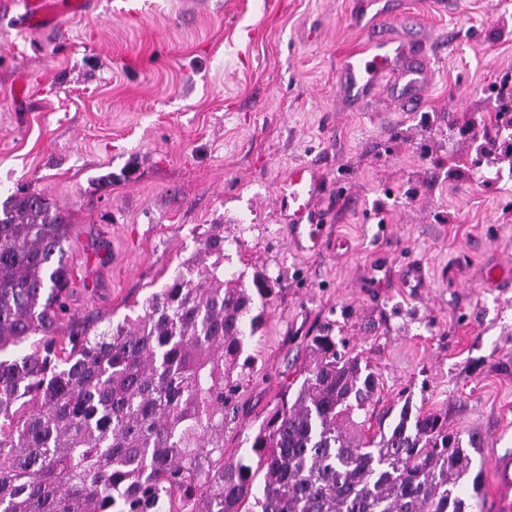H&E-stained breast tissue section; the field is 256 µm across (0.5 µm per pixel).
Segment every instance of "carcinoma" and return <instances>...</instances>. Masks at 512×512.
Masks as SVG:
<instances>
[{"label": "carcinoma", "instance_id": "cac0c4a2", "mask_svg": "<svg viewBox=\"0 0 512 512\" xmlns=\"http://www.w3.org/2000/svg\"><path fill=\"white\" fill-rule=\"evenodd\" d=\"M69 224L43 191L0 208V512H469L474 433L404 404L374 419L379 376L324 329L293 395L224 463L236 369L273 283L224 273L221 231L145 302L70 349L54 333ZM30 343L24 348V343Z\"/></svg>", "mask_w": 512, "mask_h": 512}]
</instances>
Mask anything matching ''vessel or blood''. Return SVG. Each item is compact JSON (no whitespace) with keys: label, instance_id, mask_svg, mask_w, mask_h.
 <instances>
[{"label":"vessel or blood","instance_id":"obj_1","mask_svg":"<svg viewBox=\"0 0 512 512\" xmlns=\"http://www.w3.org/2000/svg\"><path fill=\"white\" fill-rule=\"evenodd\" d=\"M87 0H16L20 10V25L31 32H43L58 26L61 17L81 14ZM427 60L411 55L404 41L381 40L367 50L345 57L342 64V89L350 98H361L373 92L379 80L399 73L403 82L401 95L407 110H415L425 86ZM317 190L306 169L292 170L285 183L284 196L288 201V240L299 253L320 250L323 224L312 199ZM501 490L502 512H512V460L505 458L497 464Z\"/></svg>","mask_w":512,"mask_h":512}]
</instances>
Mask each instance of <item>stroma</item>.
<instances>
[{
    "instance_id": "1",
    "label": "stroma",
    "mask_w": 512,
    "mask_h": 512,
    "mask_svg": "<svg viewBox=\"0 0 512 512\" xmlns=\"http://www.w3.org/2000/svg\"><path fill=\"white\" fill-rule=\"evenodd\" d=\"M0 0V203L44 191L70 223L67 322L103 329L167 281L214 226L225 272L274 278L246 342L224 460L251 440L321 329L403 404L478 434L473 512H499L494 455H512V157L486 168L485 134L512 128V0H94L82 18L17 30ZM392 18L379 27L376 12ZM411 33L430 57L420 108L395 88L347 104L346 55ZM30 96L15 100L19 79ZM311 166L323 248L288 244L280 189ZM425 285L405 286L407 266Z\"/></svg>"
}]
</instances>
